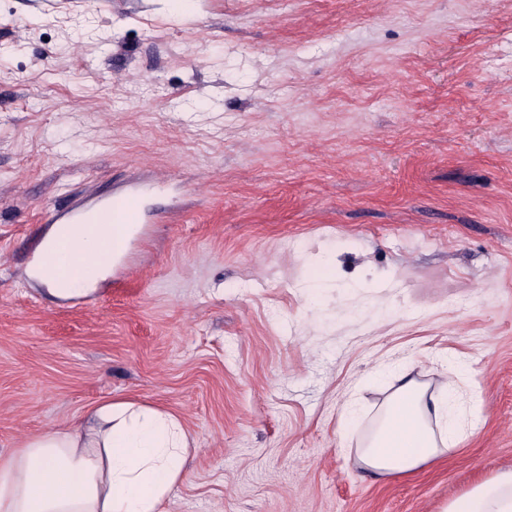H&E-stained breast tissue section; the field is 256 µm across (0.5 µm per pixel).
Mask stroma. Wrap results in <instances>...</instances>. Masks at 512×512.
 <instances>
[{"instance_id": "35a3bbf8", "label": "stroma", "mask_w": 512, "mask_h": 512, "mask_svg": "<svg viewBox=\"0 0 512 512\" xmlns=\"http://www.w3.org/2000/svg\"><path fill=\"white\" fill-rule=\"evenodd\" d=\"M194 9L0 0V454L130 400L188 437L166 512H442L512 470V0ZM128 186L121 263L44 292L45 213ZM399 367L481 429L374 481Z\"/></svg>"}]
</instances>
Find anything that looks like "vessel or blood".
Listing matches in <instances>:
<instances>
[{
    "label": "vessel or blood",
    "instance_id": "vessel-or-blood-1",
    "mask_svg": "<svg viewBox=\"0 0 512 512\" xmlns=\"http://www.w3.org/2000/svg\"><path fill=\"white\" fill-rule=\"evenodd\" d=\"M143 217V204L137 190L113 194L112 198L94 200L67 214L47 212L49 224H138Z\"/></svg>",
    "mask_w": 512,
    "mask_h": 512
}]
</instances>
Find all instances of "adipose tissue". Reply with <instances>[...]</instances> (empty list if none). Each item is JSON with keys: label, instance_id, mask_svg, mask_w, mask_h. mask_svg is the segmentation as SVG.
I'll return each instance as SVG.
<instances>
[{"label": "adipose tissue", "instance_id": "adipose-tissue-1", "mask_svg": "<svg viewBox=\"0 0 512 512\" xmlns=\"http://www.w3.org/2000/svg\"><path fill=\"white\" fill-rule=\"evenodd\" d=\"M136 224H56L39 246L32 275L62 300L94 292L139 233ZM454 387L440 391L393 376L356 466L388 478L446 456L457 443L450 424ZM180 422L154 407L105 400L87 417L51 428L0 456V512H162L187 466ZM443 512H512V471L449 501Z\"/></svg>", "mask_w": 512, "mask_h": 512}]
</instances>
